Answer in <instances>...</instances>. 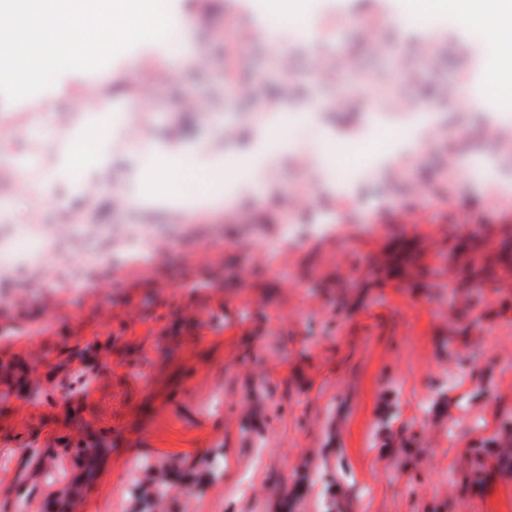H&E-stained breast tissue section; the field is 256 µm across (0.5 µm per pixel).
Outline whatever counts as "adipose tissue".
<instances>
[{
    "instance_id": "ef3b65f1",
    "label": "adipose tissue",
    "mask_w": 512,
    "mask_h": 512,
    "mask_svg": "<svg viewBox=\"0 0 512 512\" xmlns=\"http://www.w3.org/2000/svg\"><path fill=\"white\" fill-rule=\"evenodd\" d=\"M403 11L418 23L448 14L464 17L479 27L492 42L495 52L493 72L482 96L491 100L512 96V0H405ZM272 138L271 130L262 129L249 147L234 156L217 160L206 174L200 201L212 203L240 167L258 166L261 152Z\"/></svg>"
}]
</instances>
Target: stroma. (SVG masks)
I'll list each match as a JSON object with an SVG mask.
<instances>
[{
	"label": "stroma",
	"instance_id": "35a3bbf8",
	"mask_svg": "<svg viewBox=\"0 0 512 512\" xmlns=\"http://www.w3.org/2000/svg\"><path fill=\"white\" fill-rule=\"evenodd\" d=\"M400 8V0H308L305 17L283 24L263 0H180L183 55L168 41H144L98 70L63 72L33 96L0 95V165L32 178L55 170L63 181L38 205L11 188L12 219L0 221V244L11 246L0 257V319L15 326L12 352L29 371L12 392L0 381V512L67 500L71 512H145L147 491L127 489L135 460L140 477L167 474L170 512H512V470L493 454L512 442V223L479 171L463 162L449 176L454 141L429 144L402 166L379 162V128L416 118L387 112L386 98L368 88L427 100L467 68L438 18L431 36L440 53L422 62L415 28L392 21ZM253 24L260 32L239 43L235 26ZM370 28L414 66V87L389 55L370 52ZM337 47L350 68L333 86L313 84L316 57ZM142 52L162 75L146 100L135 92ZM195 52L224 70L195 71ZM285 52L301 87L288 108L276 100ZM228 70L260 77L263 101L237 100ZM90 83L100 104L66 128L47 122ZM186 95L206 110L182 111ZM339 95L371 98L377 111H333ZM110 112L122 116L110 164L62 167L63 143L88 137ZM431 120L474 132V151L497 155L478 135L486 112L439 106ZM131 121L143 128L134 144L123 138ZM228 124L242 128V148L256 126L284 131L262 152V178L229 183L236 207L254 212L251 224L225 223L223 201L205 210L191 201L200 173L228 149ZM330 138L355 160L329 164L324 188L293 161L322 162ZM160 151L187 163L176 177L182 200L167 206L146 201L143 168ZM418 180L429 196L414 198ZM86 181L101 184L94 199L80 193ZM298 189L313 201L302 224L281 206ZM447 194L479 216L472 238L444 205ZM407 208L427 212L428 223H380ZM33 221L40 237L18 236ZM58 224L72 225L66 240ZM115 224L129 225L136 243L125 262L112 257ZM161 236L171 254L156 264L147 244ZM202 251L212 257L205 269L191 263ZM250 260L257 271L244 283ZM350 262L366 276L349 277ZM42 279L46 288L32 290ZM94 340L105 345L97 357L87 350ZM91 437L105 446L87 461L78 443ZM214 454L224 458L217 477L200 465Z\"/></svg>",
	"mask_w": 512,
	"mask_h": 512
}]
</instances>
